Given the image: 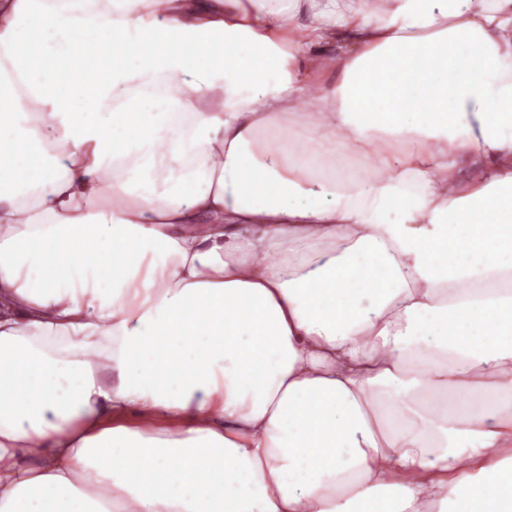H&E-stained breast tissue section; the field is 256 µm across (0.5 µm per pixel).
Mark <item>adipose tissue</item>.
<instances>
[{"label":"adipose tissue","instance_id":"ef3b65f1","mask_svg":"<svg viewBox=\"0 0 512 512\" xmlns=\"http://www.w3.org/2000/svg\"><path fill=\"white\" fill-rule=\"evenodd\" d=\"M508 188L512 0H0V512H512Z\"/></svg>","mask_w":512,"mask_h":512}]
</instances>
